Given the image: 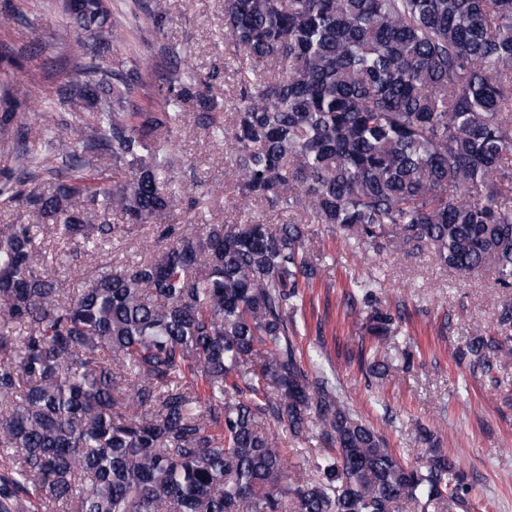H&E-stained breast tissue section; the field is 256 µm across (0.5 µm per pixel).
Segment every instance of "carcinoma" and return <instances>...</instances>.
<instances>
[{"label":"carcinoma","instance_id":"obj_1","mask_svg":"<svg viewBox=\"0 0 512 512\" xmlns=\"http://www.w3.org/2000/svg\"><path fill=\"white\" fill-rule=\"evenodd\" d=\"M77 30L64 101L95 111L75 124L67 176L42 189L37 162L0 174V201L52 221L65 243H109L174 207L175 163L154 149L183 112L231 138L243 205L288 222L203 224L209 196L168 225L154 258L97 267L73 295L41 273L32 224L0 225V512H461L465 474L434 433L418 468L350 408L320 353L294 336L322 282L308 224L364 253L432 251L460 280L489 268L512 288V0H224L240 56L231 127L224 102L177 55L161 70L101 64L114 32L99 0L69 12ZM266 66L261 77L256 68ZM161 111L127 109L132 84ZM18 104L0 82V147L19 145ZM107 155L121 182L92 184ZM125 224H92L89 207ZM498 335L456 352L474 375L512 358V298ZM367 382L396 316L366 319ZM282 425L281 448L265 426Z\"/></svg>","mask_w":512,"mask_h":512}]
</instances>
